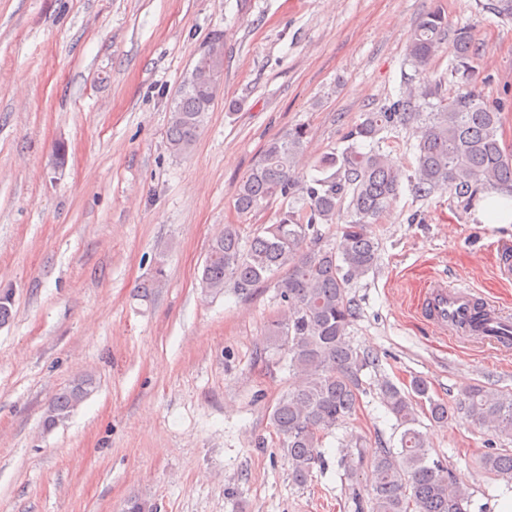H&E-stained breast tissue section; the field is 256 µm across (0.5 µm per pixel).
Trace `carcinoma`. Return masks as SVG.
Returning <instances> with one entry per match:
<instances>
[{
	"label": "carcinoma",
	"instance_id": "obj_1",
	"mask_svg": "<svg viewBox=\"0 0 512 512\" xmlns=\"http://www.w3.org/2000/svg\"><path fill=\"white\" fill-rule=\"evenodd\" d=\"M485 8L512 20V0H488ZM442 52L448 53L455 89L450 92L438 82L428 91L437 103L414 146L410 181L421 195L444 189L468 203L483 186L512 187V151L498 139L503 103L488 101L466 67L472 52L470 31L461 27L448 33L445 16L432 11L414 32L408 61L423 68ZM419 98L409 88L388 109L364 113L345 136L348 146L338 155L323 156L317 165L321 176L309 181L296 166L306 149L304 128L268 141L240 182L233 206L244 215L278 202V220L248 236L230 224L208 245L199 279L204 292L221 295L230 281L237 293L247 295L267 284L284 303L268 336L279 359L296 370L298 378L276 403L271 423L297 485L305 484L314 466L325 462L324 436L349 419L359 402L366 358L349 340V328L359 314L350 286L376 266L378 244L369 227L400 193L402 171L380 150L381 134L416 110ZM215 99L205 83H185L178 89L166 132L172 153L192 150ZM364 146L368 150H362ZM344 204L350 221L340 225L335 245L321 246L317 225L336 223ZM163 276L160 258L153 277L140 286V297L149 299ZM410 389L408 395L387 380L379 384L382 402L405 430L400 449L384 448L370 463V512H468L463 485L441 460L431 458L427 438L416 428L413 397H427L429 386L416 378ZM93 390L90 377L71 381L53 396L42 425L52 429L65 422ZM459 412L499 436L512 437V394L469 386L453 409L431 403L429 418L444 425ZM362 463L356 442L339 466L352 481ZM479 464L488 473L512 479L511 454L486 452ZM124 512H157V507L134 496L127 499Z\"/></svg>",
	"mask_w": 512,
	"mask_h": 512
}]
</instances>
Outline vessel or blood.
Here are the masks:
<instances>
[{
	"mask_svg": "<svg viewBox=\"0 0 512 512\" xmlns=\"http://www.w3.org/2000/svg\"><path fill=\"white\" fill-rule=\"evenodd\" d=\"M418 306L438 333L474 336L494 349H512V315L473 289L434 281L423 291Z\"/></svg>",
	"mask_w": 512,
	"mask_h": 512,
	"instance_id": "b4317fda",
	"label": "vessel or blood"
}]
</instances>
